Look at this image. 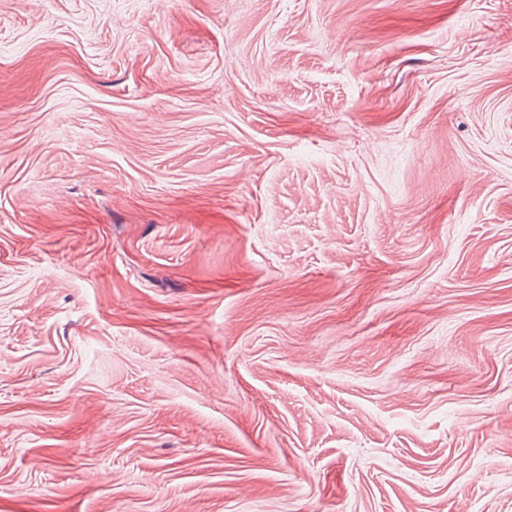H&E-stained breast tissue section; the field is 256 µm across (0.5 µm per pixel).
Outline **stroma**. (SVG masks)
<instances>
[{"mask_svg": "<svg viewBox=\"0 0 512 512\" xmlns=\"http://www.w3.org/2000/svg\"><path fill=\"white\" fill-rule=\"evenodd\" d=\"M512 512V0H0V512Z\"/></svg>", "mask_w": 512, "mask_h": 512, "instance_id": "35a3bbf8", "label": "stroma"}]
</instances>
